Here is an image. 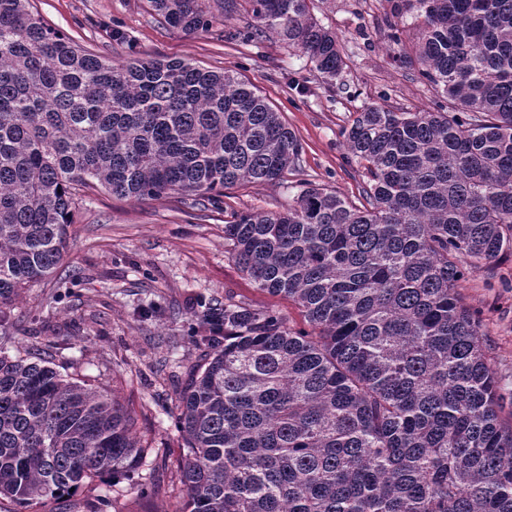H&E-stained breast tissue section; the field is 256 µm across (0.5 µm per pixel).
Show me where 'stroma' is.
Here are the masks:
<instances>
[{"label":"stroma","mask_w":512,"mask_h":512,"mask_svg":"<svg viewBox=\"0 0 512 512\" xmlns=\"http://www.w3.org/2000/svg\"><path fill=\"white\" fill-rule=\"evenodd\" d=\"M52 27L113 60L189 58L203 69L233 70L282 112L302 144L301 168L279 183L226 190L205 199L173 193L134 201L89 191L73 211L69 251L50 278L23 288L0 327L9 349L38 346L67 373L117 385L138 413L137 433L166 454L180 453L173 418L189 368L202 356L190 328L225 295L299 320L287 301L258 290L224 251V224L240 211H278L310 181L357 200L359 167L347 160L340 131L364 104L404 110L431 107L428 86L393 56L387 0H316L314 13L336 31L347 65L324 82L305 57L274 39L232 38L244 15L225 17L221 0L205 31L187 34L161 22L147 0H33ZM478 309L494 368L512 391V256L473 273L464 284ZM122 512H178L163 457L121 478Z\"/></svg>","instance_id":"stroma-1"}]
</instances>
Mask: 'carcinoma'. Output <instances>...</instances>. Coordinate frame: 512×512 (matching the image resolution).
<instances>
[{"instance_id":"obj_1","label":"carcinoma","mask_w":512,"mask_h":512,"mask_svg":"<svg viewBox=\"0 0 512 512\" xmlns=\"http://www.w3.org/2000/svg\"><path fill=\"white\" fill-rule=\"evenodd\" d=\"M193 34L205 0H148ZM234 36L278 39L326 82L346 66L313 0H223ZM419 111L366 104L341 135L364 203L319 184L279 211L234 212L224 245L278 310L224 295L178 393V512H512V415L468 275L512 251V0H388ZM415 33L401 38L400 20ZM302 145L236 72L187 58L112 61L0 0V324L69 249L70 212L120 198L222 194L299 169ZM115 390L0 347V498L34 512L72 491L117 507L106 477L153 449Z\"/></svg>"}]
</instances>
